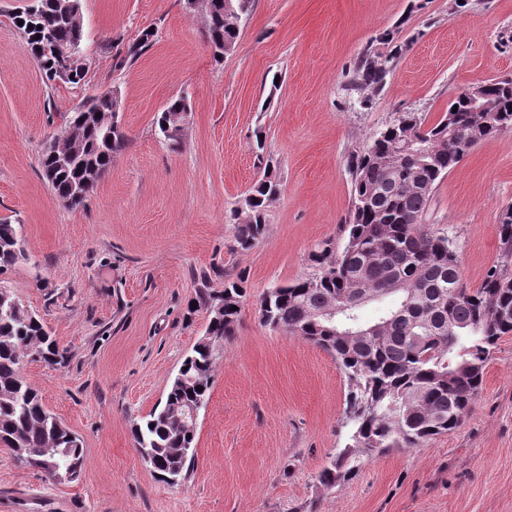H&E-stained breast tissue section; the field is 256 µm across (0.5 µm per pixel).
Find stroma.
<instances>
[{"label":"stroma","mask_w":512,"mask_h":512,"mask_svg":"<svg viewBox=\"0 0 512 512\" xmlns=\"http://www.w3.org/2000/svg\"><path fill=\"white\" fill-rule=\"evenodd\" d=\"M0 0V219L20 225L27 256L0 274L66 352L26 360L22 375L82 441L77 480L56 483L0 448V512H512V335L451 433L360 459L323 488L318 474L347 442L346 380L304 339L263 326L271 286L312 274L310 255L341 243L350 155L398 113L433 124L462 89L512 77V0H253L236 47L215 60L203 6L185 0H80L86 77L49 82ZM154 45L118 64L142 30ZM396 32L402 50L369 103L347 93L354 64ZM118 89L129 142L96 191L69 207L39 159L90 95ZM191 105L179 150L154 117ZM281 184L250 250L234 215L264 172ZM512 205V130L470 150L436 186L425 222L448 236L462 283L480 286ZM244 274L235 335L196 422V459L161 482L132 436L165 397L208 318L190 311L202 278Z\"/></svg>","instance_id":"35a3bbf8"}]
</instances>
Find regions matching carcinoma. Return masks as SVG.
I'll list each match as a JSON object with an SVG mask.
<instances>
[{
	"instance_id": "obj_1",
	"label": "carcinoma",
	"mask_w": 512,
	"mask_h": 512,
	"mask_svg": "<svg viewBox=\"0 0 512 512\" xmlns=\"http://www.w3.org/2000/svg\"><path fill=\"white\" fill-rule=\"evenodd\" d=\"M251 0H204L207 36L218 60L231 52L240 28L233 11L250 10ZM23 22L26 45L44 76L57 78L55 40L74 36L61 19L60 0H34L14 15ZM153 29L128 46L132 59L152 45ZM398 51L367 53L346 89L377 93L395 66ZM497 111L474 112L462 95L430 126L417 112H403L352 155V203L342 224L343 243L312 255L315 273L268 289L260 300L261 322L299 336L330 353L347 383L348 441L319 474L332 488L359 470L360 457L394 448H413L458 427L484 382L486 363L498 341L512 334V206L501 212L499 251L473 290L461 282L460 261L446 236L425 229L432 193L477 144L512 129V78H495L487 88ZM190 108L172 98L155 118V133L172 148L183 136L168 134L173 117ZM128 145L124 131L109 122V104L94 95L69 116L63 134L41 155L42 176L56 197L82 205L112 162ZM280 193L279 181L265 173L247 197L248 219L238 220L237 248L251 249L266 233V213ZM20 225L0 222V271L22 253ZM245 276L224 275L215 294L201 279L195 304L207 312L205 335L224 342L235 333L245 295ZM374 297L378 316L363 321L362 291ZM0 445L55 482L76 480L83 465L81 440L48 412L41 396L21 375L25 357L51 366L65 363L40 319L6 288H0ZM346 307L332 320L318 315L330 302ZM216 348L197 342L168 388L164 402L133 430L137 449L156 476L175 485L195 459V423L187 411L209 398ZM203 390H197V387ZM397 401V414L389 403Z\"/></svg>"
}]
</instances>
